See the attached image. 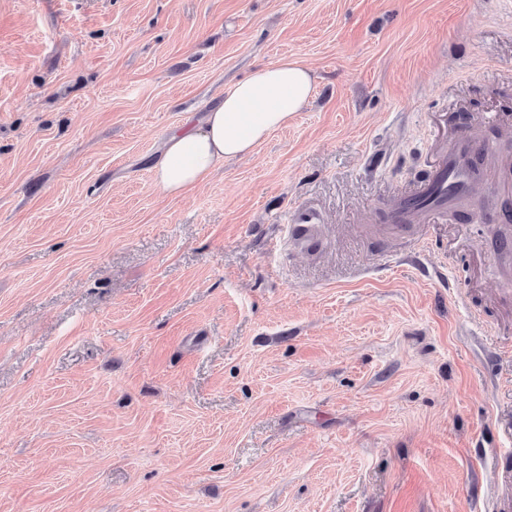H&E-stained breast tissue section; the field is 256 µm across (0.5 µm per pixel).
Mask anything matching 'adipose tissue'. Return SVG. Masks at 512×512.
Segmentation results:
<instances>
[{
    "instance_id": "1",
    "label": "adipose tissue",
    "mask_w": 512,
    "mask_h": 512,
    "mask_svg": "<svg viewBox=\"0 0 512 512\" xmlns=\"http://www.w3.org/2000/svg\"><path fill=\"white\" fill-rule=\"evenodd\" d=\"M314 88L311 72L284 59L262 65L227 90L202 127L171 133L153 165L155 182L179 196L211 176L225 160L243 157L302 110Z\"/></svg>"
}]
</instances>
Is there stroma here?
<instances>
[{
    "label": "stroma",
    "mask_w": 512,
    "mask_h": 512,
    "mask_svg": "<svg viewBox=\"0 0 512 512\" xmlns=\"http://www.w3.org/2000/svg\"><path fill=\"white\" fill-rule=\"evenodd\" d=\"M287 57L304 109L165 196L168 134ZM472 121L512 152V0H0V512L512 499L501 204L390 227Z\"/></svg>",
    "instance_id": "stroma-1"
}]
</instances>
